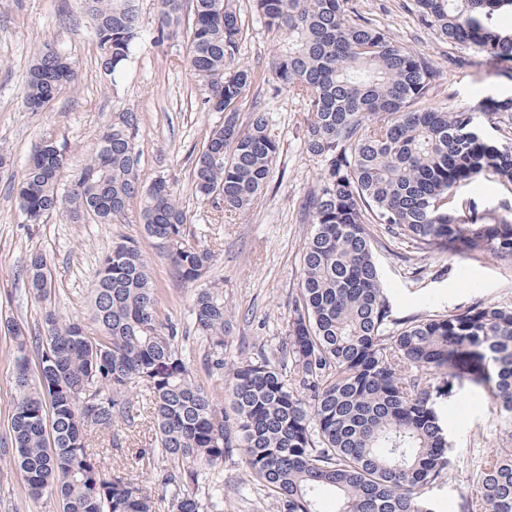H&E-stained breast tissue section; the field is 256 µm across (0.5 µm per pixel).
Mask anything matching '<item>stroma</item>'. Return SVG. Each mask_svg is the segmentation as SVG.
I'll use <instances>...</instances> for the list:
<instances>
[{
	"label": "stroma",
	"mask_w": 512,
	"mask_h": 512,
	"mask_svg": "<svg viewBox=\"0 0 512 512\" xmlns=\"http://www.w3.org/2000/svg\"><path fill=\"white\" fill-rule=\"evenodd\" d=\"M238 5L248 25L241 54L255 74V84L240 106V121L248 123L253 103L261 102L273 120L280 150L270 185L250 211L225 215L217 202H199L192 186L195 157L222 115L201 111L195 80L181 62L184 40L156 42L157 0H140L141 40L113 86L100 76L96 45L77 0H0V148L11 152L19 167L42 137L53 136L73 174L84 166L99 132L117 113H140L142 184L166 180L187 210L194 239L216 247L208 278L222 284L224 303L234 313L224 348L228 362L257 346L276 349L282 344L309 230L300 220L301 208L320 171L318 160L304 147L307 110L273 80L271 62L284 35L266 29L251 13L249 0H238ZM351 5L376 19L399 44L426 53L440 69V85L430 106L475 108L480 99L512 94V81L505 80L506 65L499 59L485 55L475 67L450 68L453 47L421 25L415 0H352ZM46 44L64 48L81 78L43 111L27 112L21 106L25 76ZM475 123L485 136L494 137L483 112L476 110ZM120 236L138 241L157 288L160 316L177 324L192 367L200 368L203 347L189 332L195 290L176 276L157 241L146 237L137 206L111 224H69L62 219L29 224L17 208L6 171H0V319H14L37 335L41 306L29 295L26 278L27 260L34 252L44 253L50 264L56 310L87 316L98 258ZM375 257L384 294L397 317L425 311L449 314L479 302L512 305V262L491 255L416 261L408 259L400 244L377 250ZM15 355L14 339L0 330V438L8 434L16 400ZM444 409L453 447L451 477L428 495L439 512H462L466 503L473 512H485L472 469L490 451L512 452V435L500 432L485 399L470 389L454 393ZM245 478L237 458L225 461L224 512H275L272 498ZM58 510L53 496L30 498L11 453L0 450V512Z\"/></svg>",
	"instance_id": "35a3bbf8"
}]
</instances>
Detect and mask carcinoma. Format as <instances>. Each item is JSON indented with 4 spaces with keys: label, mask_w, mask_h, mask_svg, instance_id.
Returning a JSON list of instances; mask_svg holds the SVG:
<instances>
[{
    "label": "carcinoma",
    "mask_w": 512,
    "mask_h": 512,
    "mask_svg": "<svg viewBox=\"0 0 512 512\" xmlns=\"http://www.w3.org/2000/svg\"><path fill=\"white\" fill-rule=\"evenodd\" d=\"M288 42L274 79L301 99L304 146L322 162L307 193L299 289L276 351L259 347L224 368L220 284L201 283L215 251L190 240L188 217L163 179L138 173L137 112H120L80 173L66 174L62 148L44 138L13 178L30 224L60 215L110 224L139 205L144 231L166 248L182 282L199 285L190 315L205 341L203 367L225 401L200 382L160 319L157 290L139 242L119 238L103 254L84 322L47 307L30 364L25 326L16 342L9 442L29 494L57 496L60 512H224V461L234 455L277 512H436L428 489L450 471L453 448L440 402L467 380L512 433V307L482 302L452 314L393 315L376 248L402 244L421 257L512 260V200L478 207L464 188L490 180L512 194V95L486 98L495 144L476 137L474 112L425 108L440 71L400 46L349 0H249ZM104 79L131 61L143 27L138 0H80ZM422 24L451 46L512 62V30L499 14L512 0H416ZM189 10L184 65L203 112L224 113L195 158L201 200L244 213L267 187L279 154L269 114L239 105L254 83L241 62L247 27L235 0H158L156 42L179 38ZM78 79L61 49L44 48L26 75L22 108L40 112ZM29 293L48 300L45 255L29 256ZM153 420V447L131 459L166 466L153 486L127 467L105 466L99 435ZM489 512H512V452L485 457L475 472Z\"/></svg>",
    "instance_id": "cac0c4a2"
}]
</instances>
